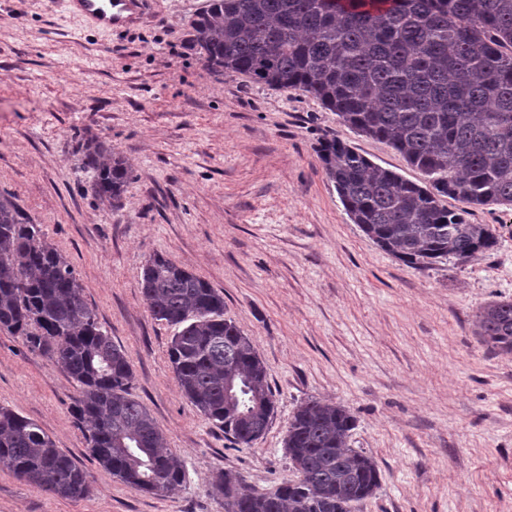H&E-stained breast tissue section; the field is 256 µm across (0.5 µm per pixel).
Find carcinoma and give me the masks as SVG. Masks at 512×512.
<instances>
[{
    "instance_id": "cac0c4a2",
    "label": "carcinoma",
    "mask_w": 512,
    "mask_h": 512,
    "mask_svg": "<svg viewBox=\"0 0 512 512\" xmlns=\"http://www.w3.org/2000/svg\"><path fill=\"white\" fill-rule=\"evenodd\" d=\"M190 28L192 48L214 72L309 94L419 171L421 182L411 181L339 139L320 147L347 215L381 249L424 270L496 246L489 225L446 202L512 207V0H210ZM81 152L96 194L119 197L130 177L124 158L94 140ZM141 290L151 315L177 328L168 356L183 396L236 445L264 435L275 410L267 370L224 317L222 294L161 254L144 265ZM83 293L41 225L0 192V330L77 382L71 411L101 467L137 492H171L184 481L183 463L133 397L128 356ZM475 334L512 351V299L487 304ZM354 425L338 405L302 403L284 438L297 479L260 493L221 471L224 512H351L379 485L372 458L347 444ZM0 470L61 498L94 491L35 422L2 406Z\"/></svg>"
}]
</instances>
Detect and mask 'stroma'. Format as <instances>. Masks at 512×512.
I'll return each mask as SVG.
<instances>
[{
	"label": "stroma",
	"mask_w": 512,
	"mask_h": 512,
	"mask_svg": "<svg viewBox=\"0 0 512 512\" xmlns=\"http://www.w3.org/2000/svg\"><path fill=\"white\" fill-rule=\"evenodd\" d=\"M208 3L157 0L146 22L108 34L53 0H0V190L79 273L128 355L134 397L186 469L169 494L122 484L89 454L70 411L76 381L0 331V405L37 423L94 486L62 499L0 470V512H224L220 471L257 492L295 479L283 440L310 398L344 407L349 446L377 465L378 488L352 512H512V352L474 334L488 302L512 299V208L472 209L498 244L463 265L415 270L381 250L350 221L320 145L337 138L409 180L419 172L308 94L211 71L188 35ZM88 137L131 170L113 203L82 167ZM156 254L222 293L266 366L275 413L251 446L178 388L175 329L140 288Z\"/></svg>",
	"instance_id": "stroma-1"
}]
</instances>
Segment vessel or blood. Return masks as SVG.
Masks as SVG:
<instances>
[{
  "label": "vessel or blood",
  "mask_w": 512,
  "mask_h": 512,
  "mask_svg": "<svg viewBox=\"0 0 512 512\" xmlns=\"http://www.w3.org/2000/svg\"><path fill=\"white\" fill-rule=\"evenodd\" d=\"M62 7L86 25L109 32L147 19L153 12L154 0H62Z\"/></svg>",
  "instance_id": "b4317fda"
}]
</instances>
